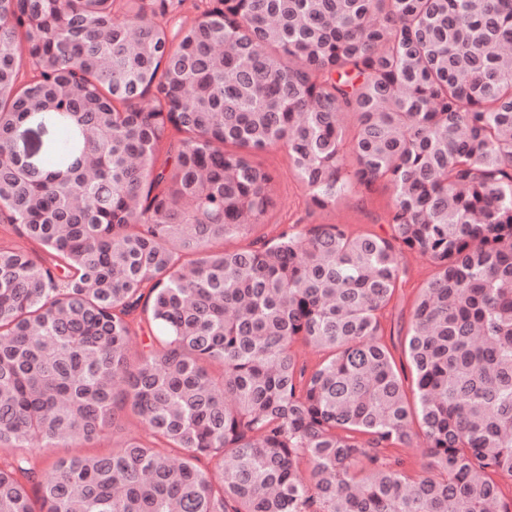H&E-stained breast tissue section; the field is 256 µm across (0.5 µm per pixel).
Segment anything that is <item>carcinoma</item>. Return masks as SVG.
<instances>
[{
	"label": "carcinoma",
	"mask_w": 512,
	"mask_h": 512,
	"mask_svg": "<svg viewBox=\"0 0 512 512\" xmlns=\"http://www.w3.org/2000/svg\"><path fill=\"white\" fill-rule=\"evenodd\" d=\"M185 2L0 0V224L38 247L0 248V512H512V0L152 20ZM23 127L65 136L29 158ZM277 145L320 208L386 181L392 234L216 248L274 209ZM406 252L436 269L409 376L379 319ZM124 418L150 440L45 481L22 452Z\"/></svg>",
	"instance_id": "obj_1"
}]
</instances>
